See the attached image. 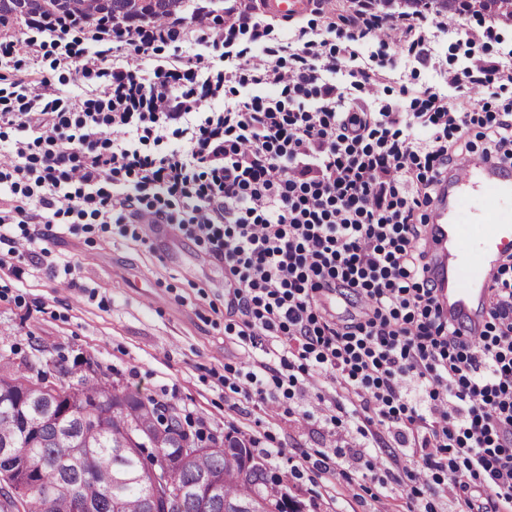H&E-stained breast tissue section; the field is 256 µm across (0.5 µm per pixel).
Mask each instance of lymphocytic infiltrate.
<instances>
[{
	"label": "lymphocytic infiltrate",
	"mask_w": 512,
	"mask_h": 512,
	"mask_svg": "<svg viewBox=\"0 0 512 512\" xmlns=\"http://www.w3.org/2000/svg\"><path fill=\"white\" fill-rule=\"evenodd\" d=\"M325 18L349 42L389 30L415 45L425 24L449 32L440 16H386L366 0ZM48 35L57 64L76 67L99 83L70 100L45 77L30 78L27 56L37 43H0L12 61L11 92L0 96V130L19 137L0 162V186L14 203L0 208V224H132L172 226L212 257L234 281L228 302L244 346L270 340L265 360L235 391L260 404L302 393L311 368L337 386L328 422L345 427L364 415L410 448L422 490L448 495L458 512L512 508V253L496 259L484 320L449 318L439 303L431 259L423 245L426 207L455 165L449 131L477 121L467 108H449L440 88L415 90L416 116L432 128L416 144L397 127L389 107L374 110L350 98L329 78L337 61H322L319 44L297 39L289 63L261 60L250 83L281 86L283 99H228L205 111L224 86V71L200 87L186 86L183 60L152 76L105 51L78 56L66 35L88 31L96 42L116 40L143 57L177 42L182 18L76 21L29 19ZM267 32L248 9L229 11L208 26L202 44L228 45L236 30ZM81 64H74V57ZM512 83V66L476 59L449 79L463 97H493L495 84ZM314 98L315 109L305 102ZM181 151H143L168 135ZM481 159L512 170V100L484 133ZM345 309L336 312L334 300ZM416 383L422 402L409 398Z\"/></svg>",
	"instance_id": "1"
}]
</instances>
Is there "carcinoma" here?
I'll list each match as a JSON object with an SVG mask.
<instances>
[{"mask_svg":"<svg viewBox=\"0 0 512 512\" xmlns=\"http://www.w3.org/2000/svg\"><path fill=\"white\" fill-rule=\"evenodd\" d=\"M0 0V28L9 29L19 20L35 14L44 18L68 16L90 18L163 19L182 11L188 0ZM64 390L76 393L74 409L61 418L47 413L48 403L38 391L27 392V402L0 403V448L14 446L15 467L11 476L0 472L7 490L0 493V512H54L49 493L57 486L72 485L89 512H113L119 500L120 512H166L162 490L149 482L148 473L163 467L165 459L179 453L180 441L188 438L176 417L160 423L155 435L154 452L144 447L133 451L120 445L113 434L131 426L154 424L158 407L138 392L118 390L102 376L82 375ZM112 399L117 409L110 419L112 431L97 430L100 402ZM77 437L90 444L86 466L90 476L72 463L73 448L67 437ZM222 476L219 493L211 497L206 512H225L227 505L245 506L263 496L277 512H300L288 494L277 488L278 479L268 476L254 463L251 449L240 440L224 439L223 448L204 450L188 466L175 470L171 479L185 487L183 512H200L195 491L208 476ZM26 492L17 496L13 486L26 483Z\"/></svg>","mask_w":512,"mask_h":512,"instance_id":"1","label":"carcinoma"}]
</instances>
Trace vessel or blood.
Segmentation results:
<instances>
[{
	"mask_svg": "<svg viewBox=\"0 0 512 512\" xmlns=\"http://www.w3.org/2000/svg\"><path fill=\"white\" fill-rule=\"evenodd\" d=\"M311 0H260L261 10L288 22L311 8ZM512 174L482 159H460L448 189L429 208L426 248L434 255L439 300L450 318H474L486 293L489 269L501 254L512 252ZM483 228L479 240L461 231L462 224Z\"/></svg>",
	"mask_w": 512,
	"mask_h": 512,
	"instance_id": "obj_1",
	"label": "vessel or blood"
}]
</instances>
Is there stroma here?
<instances>
[{
    "label": "stroma",
    "instance_id": "35a3bbf8",
    "mask_svg": "<svg viewBox=\"0 0 512 512\" xmlns=\"http://www.w3.org/2000/svg\"><path fill=\"white\" fill-rule=\"evenodd\" d=\"M318 9L282 22L270 20L265 37L237 33L226 71L248 68L253 57L295 41L300 29L325 49L344 47L345 39L326 31L322 15L338 9L337 0H318ZM210 16L187 23L179 46H163L142 60L145 72L174 57H212L198 42L200 28L223 15L222 0H212ZM458 31L429 38L421 55L399 44L356 43L355 59H342L338 87L352 82L357 65L392 68V78L376 92L358 98L373 107L410 109V90L441 84L449 75L481 58L497 61L512 51L502 31L512 19L477 6L459 14ZM53 55L29 57L31 77L49 78L64 97L79 99L91 80L74 69L55 67ZM32 242L23 256L0 239V364L29 362L30 378L44 376L59 384L56 363L85 369L86 358L120 389L139 390L164 414L189 416L204 430V443L225 435L256 434L253 453L269 474L279 476L302 512H398L409 492L408 457H390L391 435L363 436L349 426L334 436L331 415L335 391L320 375L309 380L307 400L293 399L271 411L246 401L225 381L227 369L248 370L238 337L224 332L228 280L223 262L204 257L196 244L167 226L143 228L141 240L118 233L115 226L89 224L68 230L56 224L29 227ZM338 454L337 465L321 472L302 460V452Z\"/></svg>",
    "mask_w": 512,
    "mask_h": 512
}]
</instances>
